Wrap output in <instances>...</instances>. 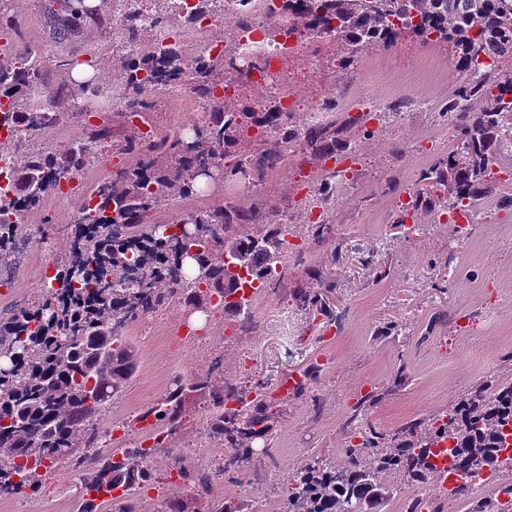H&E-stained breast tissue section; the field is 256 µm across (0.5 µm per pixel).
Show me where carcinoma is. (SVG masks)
I'll use <instances>...</instances> for the list:
<instances>
[{
	"instance_id": "cac0c4a2",
	"label": "carcinoma",
	"mask_w": 512,
	"mask_h": 512,
	"mask_svg": "<svg viewBox=\"0 0 512 512\" xmlns=\"http://www.w3.org/2000/svg\"><path fill=\"white\" fill-rule=\"evenodd\" d=\"M269 9L288 12L298 26L320 25L336 29V42L344 61L372 43L393 45L403 37L427 40L433 34L450 43L457 55V70L481 55L499 58L502 67L475 81L462 77L471 106L455 112L461 131L478 160L458 167L448 155V168L456 170L455 204L475 196L471 176L494 164L488 152L494 135L512 130V5L505 0H268ZM69 15L50 16L55 34L63 38L83 31L96 8L84 0H67ZM175 75L187 80L201 98L212 97L223 84L224 57L182 56L178 47L167 51ZM153 51L146 48L123 61L122 80L126 107L146 108L142 89L130 79L133 70H148ZM11 96L10 112L31 121V101L24 75L14 64L0 62V93ZM71 106L44 89L41 104L47 114ZM258 122L254 109L224 111L217 99L201 122L197 139L186 150L169 155L167 138L152 145L153 161L146 169L137 163L115 179L95 187L97 207L85 217V228L72 232L67 255L56 264L59 288L35 304L0 317V495L41 484L48 460L70 459L79 474L76 512H134L138 490L151 478V468L138 445L101 451L96 448L93 422L109 409L112 398L134 377L138 360L117 325L133 321L149 307L162 308L178 301L197 308L217 295L224 312L240 316L249 299L237 297L260 264L284 261L280 228L270 224L253 232L244 228L246 214L221 207L197 221L199 232L228 229L229 235L211 242L195 237L158 236L144 223L146 213L180 194L191 196L199 188L192 159L198 164L226 158L225 147ZM81 149L45 157L37 152L18 156L12 168V189L0 192V258L13 254L27 239L29 225L9 224L6 217L30 204L42 193L57 189V179H69L80 166ZM140 278L131 277L133 271ZM206 390L213 401L210 438L228 449L224 472L248 462L253 444L266 440L275 418L273 406L253 389L218 385L211 378H191L151 406L145 415L168 431L182 427L184 405L193 393ZM512 425V378L493 389L477 388L460 398L448 413L426 422H410L406 436L387 437L356 431L347 442L342 463L321 456L308 457L297 469L283 499L284 512H347L361 501L366 512L388 495L407 487L444 484L447 471L430 462L434 448L451 444L448 454L455 468L472 472L479 463L497 471L512 467V455L501 457L507 430ZM183 480L193 484L197 496L211 493V475L174 460ZM121 488L123 493L113 496Z\"/></svg>"
}]
</instances>
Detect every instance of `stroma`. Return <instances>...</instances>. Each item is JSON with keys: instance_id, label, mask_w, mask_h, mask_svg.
Returning <instances> with one entry per match:
<instances>
[{"instance_id": "obj_1", "label": "stroma", "mask_w": 512, "mask_h": 512, "mask_svg": "<svg viewBox=\"0 0 512 512\" xmlns=\"http://www.w3.org/2000/svg\"><path fill=\"white\" fill-rule=\"evenodd\" d=\"M99 8V18L82 34L60 41L48 17L62 12L61 0H13L12 25L0 27V38L20 46L52 43L58 58L99 52V84L106 89L120 82L126 49L112 40L111 0H100ZM362 55L386 57V78L340 64L324 81L327 94L349 106L335 117L341 142L360 149L343 169L346 191L324 203L331 237L317 239L297 203L317 174V159L308 150L294 168L266 177L261 203L245 197L238 204L258 226L288 215L303 247L285 257L284 278L253 304L251 329L240 331L231 316L218 312L209 332L190 343L178 334L187 306L162 308L153 326H134L126 334L139 368L103 419L122 427L127 441L145 439L138 417L167 394V370L175 363L190 376L265 387L278 411L269 444L259 447L242 473L216 477L210 501L197 500L173 471V458L206 471L218 469L220 461L208 434V398L190 397L176 434L166 436L160 424L151 432L167 444L153 459L154 477L137 496L136 512H155L168 499L181 501L187 512H206L209 502L227 497L248 505L280 503L296 467L311 455L342 460L355 428L397 434L409 422L445 412L477 387L512 376V208L500 204L502 195L512 194V147L498 148L499 174L472 207L469 224L445 223L455 201V173L445 170L440 184L423 174L449 152L466 154L454 121L438 112L461 77L455 56L413 37L367 46ZM381 96L413 97L434 109L391 114L372 130L351 123L349 110L371 107ZM419 192L434 200V215L402 217L403 206ZM40 263L35 252L21 259L14 287L0 289V315L39 298ZM314 267L327 286L310 279ZM301 290L320 295L321 306L299 302ZM309 370L316 379L308 389L285 396L283 382ZM77 489L72 465L53 461L37 490L1 496L0 512H75Z\"/></svg>"}]
</instances>
